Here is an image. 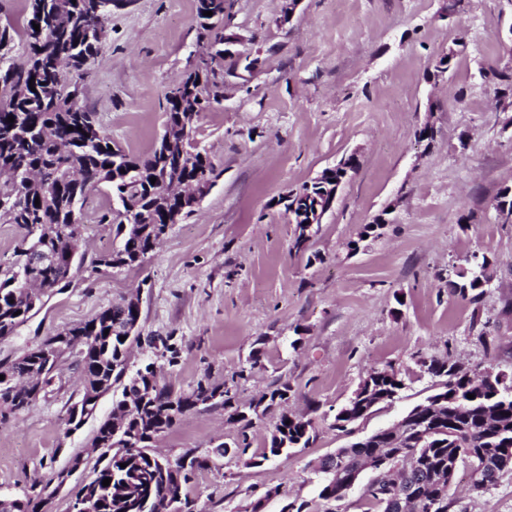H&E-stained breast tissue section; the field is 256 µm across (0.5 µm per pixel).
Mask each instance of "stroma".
<instances>
[{
  "label": "stroma",
  "instance_id": "obj_1",
  "mask_svg": "<svg viewBox=\"0 0 512 512\" xmlns=\"http://www.w3.org/2000/svg\"><path fill=\"white\" fill-rule=\"evenodd\" d=\"M285 7L225 2L221 95L195 121L215 178L195 211L141 265L84 271L0 339V363L13 360L136 290L144 341L133 362L154 363L160 383L177 392L223 383L245 405L289 382L288 402L250 429L218 406L181 415L160 439L176 457L245 435L257 455L281 411L312 416L308 448L256 467L229 455L199 472L188 493L200 512H235L271 487L280 494L263 512L293 501L326 512L313 466L432 395L424 359L512 381V224L494 209L512 188V91L498 78L512 70V0H300L289 16ZM199 31L195 0H112L80 97L114 143L144 154L161 138L170 87L201 65ZM427 124L429 141L419 137ZM352 154L358 168L295 248L281 197ZM93 198L81 239L90 261L115 244L108 186ZM380 217V235L360 240ZM473 254L491 261L475 302L448 292L451 264ZM261 338V362L247 368ZM389 367L405 379L399 396L336 430L333 409L368 372ZM77 389L65 363L50 393L0 424L1 491L50 480L86 447L112 399L77 428L67 415ZM470 482L460 466L449 512H512V471L482 494Z\"/></svg>",
  "mask_w": 512,
  "mask_h": 512
}]
</instances>
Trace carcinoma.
I'll return each mask as SVG.
<instances>
[{
    "mask_svg": "<svg viewBox=\"0 0 512 512\" xmlns=\"http://www.w3.org/2000/svg\"><path fill=\"white\" fill-rule=\"evenodd\" d=\"M93 0H23V25L0 28V223L25 229V249L58 252L67 247L70 225L81 222L90 194L101 184L112 187L118 207L112 209L120 245L99 256L94 267L112 260V267L133 266L154 251L169 225L192 212L193 200L170 192L173 182L189 181L194 191L206 193L215 178L212 159L195 144L196 130L185 127L187 113L202 111L219 96L215 70L208 61L177 81L166 96V127L188 129L186 152L180 165L166 164L163 152L153 148L140 156L112 144L110 134L75 95L101 50V42L87 38ZM225 0H197L201 20L199 42L212 47L224 41L218 27L224 23ZM212 15L206 16L204 12ZM39 25L34 29L33 25ZM15 122H8V117ZM74 130H68V127ZM156 178L151 182L150 178ZM301 191L323 198L336 193V177ZM40 205H35V200ZM457 292L475 301L483 294L482 277L457 267ZM55 277L51 265L19 268L11 263L0 269V338L13 335L31 316L35 288ZM141 317L133 298L116 302L96 317L56 333L50 340L65 346L61 361L75 358L79 374L90 373L101 390L89 398L80 393L68 408L69 421L81 424L94 414L98 400L121 391L112 403V416L100 423L90 447L101 452L94 460L92 477L74 497L90 498L95 512H193L194 501L185 493L196 474L210 467L209 454H226L222 443L210 450H190L177 458L158 452L154 440L171 429L177 418L201 405L222 406L229 419L247 429L253 418L265 415L279 401L288 400L287 383L239 406L223 384L198 383L188 393H174L159 385L151 365L131 369L132 342L120 340L122 327ZM42 353L35 348L21 352L8 364L0 363V422L28 410L47 394L53 375L44 369ZM427 370L444 377L437 395L443 397L437 419L430 425L407 421L381 429L367 439L343 449L344 459L320 460L314 469L320 479L321 499L335 503L326 512H344L345 478L336 477L338 466L351 474L378 448L396 453L393 462H414L413 477L428 484L426 500L434 509L417 506L411 512H448L452 486L436 477L448 464H469L471 489L484 493L496 485L500 474L512 470V384L500 375L493 381L474 380L468 371L448 359L433 357ZM403 387L399 372L374 369L359 383L369 390L360 409L346 402L334 415L336 426L355 422L383 403L392 402ZM474 398L469 399L467 395ZM312 421L302 415L281 413L261 453L248 465L306 448L312 441ZM126 467H120V464ZM111 479L108 486L102 484ZM398 489L389 496L363 491L367 512H394ZM44 499L29 493L0 496V512H41Z\"/></svg>",
    "mask_w": 512,
    "mask_h": 512,
    "instance_id": "obj_1",
    "label": "carcinoma"
}]
</instances>
